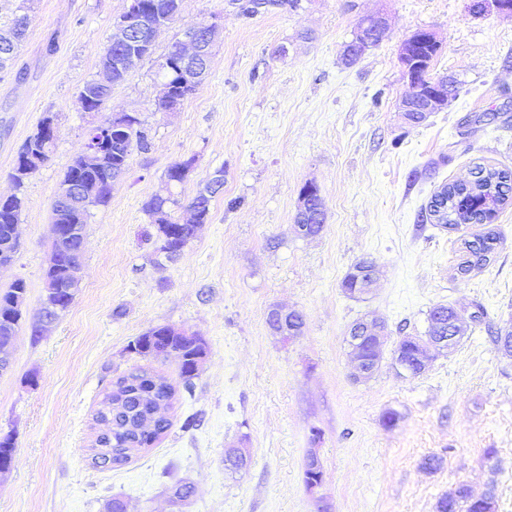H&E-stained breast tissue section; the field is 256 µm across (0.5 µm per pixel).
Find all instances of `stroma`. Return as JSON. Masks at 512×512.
<instances>
[{
	"label": "stroma",
	"instance_id": "obj_1",
	"mask_svg": "<svg viewBox=\"0 0 512 512\" xmlns=\"http://www.w3.org/2000/svg\"><path fill=\"white\" fill-rule=\"evenodd\" d=\"M475 0H302L301 9L239 19L227 0H182L153 54L112 87L107 112L138 114L150 147L133 149L107 206L85 227L81 288L40 335L52 241V202L97 115L79 91L97 78L101 53L128 0H32L30 25L13 68L0 71V194L40 120L53 116L49 160L25 182L21 246L0 270V291L26 285L23 319L0 373V436L14 460L0 474V512H436L459 485L494 489L495 512H512V356L497 331L512 328V205L492 227L493 261L460 277L471 228L425 217L441 186L479 164L512 170V13ZM380 15V44L355 64L342 61L361 19ZM219 17L208 74L173 112L159 110L156 60L183 30ZM424 29L440 48L432 76H454L458 94L419 125L400 109L409 93L399 53ZM287 55H277L279 46ZM193 159L174 219L216 170L214 198L182 255L157 262L142 238L144 201L163 192L167 169ZM314 184L325 226L296 234L300 191ZM374 260L370 294L342 288L350 266ZM440 304L483 309L449 354L403 377L393 351L425 335ZM298 311L300 336L273 335V307ZM386 325L382 364L355 381L346 334L358 320ZM169 325L203 336L205 363L185 391L178 362L151 369L174 386L171 427L120 467L94 465L95 415L112 381L139 362L128 345ZM398 419L386 426L387 411ZM193 429H184L188 416ZM244 448L248 467L229 470L224 451ZM317 453L324 482L310 494L304 469ZM442 465L431 472L423 458ZM194 486L186 502L172 489Z\"/></svg>",
	"mask_w": 512,
	"mask_h": 512
}]
</instances>
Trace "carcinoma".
I'll return each mask as SVG.
<instances>
[{
    "instance_id": "cac0c4a2",
    "label": "carcinoma",
    "mask_w": 512,
    "mask_h": 512,
    "mask_svg": "<svg viewBox=\"0 0 512 512\" xmlns=\"http://www.w3.org/2000/svg\"><path fill=\"white\" fill-rule=\"evenodd\" d=\"M237 13L243 19H252L258 15L278 10L296 9L300 0H235ZM30 24V17L22 14L14 18L9 29L15 36V41L7 51L0 49V69L12 61L18 52ZM423 31L412 34V54L425 62H430L437 54L439 46L422 41ZM156 75L172 88L175 100L182 103L196 90L197 86L190 85L177 64L174 56L163 55L156 61ZM141 120L134 117L125 124L112 126V147L105 157L102 167L86 169L79 161H74L62 177V181H72L84 188V198L88 202L73 208H52V223L67 226L68 237L59 242L58 249L68 252L75 248L77 240L85 234L90 207L106 205L112 196L109 180L117 172H123L128 166L133 149L148 150L149 143L140 130ZM54 148V143H44L29 138L24 144L18 158L28 159L31 172H36L47 160ZM188 162H176L166 171V185L177 187L184 183L189 173ZM472 173L474 178L465 182H453L444 186L440 199L443 210L440 217L451 226L471 225L481 226L483 230L472 235V239L463 243L464 254L458 264V271L465 277L478 271L493 260L499 238L497 233L489 228V224L497 219L499 211L512 200V171L476 165ZM219 192H198L188 206L197 212V223L204 224L210 217V205ZM178 204L173 194L167 196L154 195L143 204V211L153 224H165L173 229L174 240L169 248L159 247L156 234L144 232L145 240L152 242L154 251L167 259L179 256L178 249L186 247L194 237L191 224H179L169 217L168 205ZM22 205L14 208H0V236L4 230L19 224ZM25 294V285L14 283L10 289L0 293V337L5 335V324L19 322L21 319L20 306ZM443 321L455 318V310L449 306L434 307L428 317L429 329L427 335L436 333L434 323L436 317ZM129 349L135 356L145 360H159L166 357V350L177 352L180 376L183 388L190 393L194 388V379L198 377L196 369L197 356L208 351V344L200 342L196 335H175L168 325L149 329L129 344ZM420 347L414 336H404L399 341L394 353L415 362ZM152 371L137 366L112 384V390L106 393L103 408L98 411L96 421H103L108 427L106 436L99 440L103 450L115 455L120 462L131 459L135 453L151 447L170 428V422L161 418L156 422L153 432L144 435L138 432L140 422L149 416L157 407L170 405L175 396L172 386L165 382L154 381ZM436 512H482V507L474 500L471 492L456 489L441 497L436 504Z\"/></svg>"
}]
</instances>
